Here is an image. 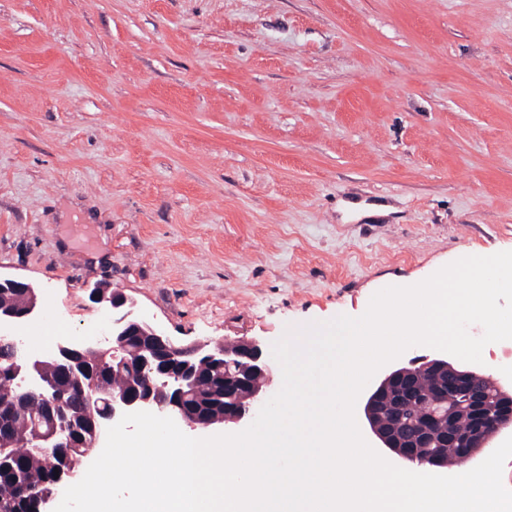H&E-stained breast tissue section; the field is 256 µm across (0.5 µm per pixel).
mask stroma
I'll use <instances>...</instances> for the list:
<instances>
[{"mask_svg": "<svg viewBox=\"0 0 512 512\" xmlns=\"http://www.w3.org/2000/svg\"><path fill=\"white\" fill-rule=\"evenodd\" d=\"M512 251V0H0V273L175 345Z\"/></svg>", "mask_w": 512, "mask_h": 512, "instance_id": "1", "label": "stroma"}]
</instances>
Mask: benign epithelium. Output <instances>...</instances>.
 <instances>
[{"instance_id": "1", "label": "benign epithelium", "mask_w": 512, "mask_h": 512, "mask_svg": "<svg viewBox=\"0 0 512 512\" xmlns=\"http://www.w3.org/2000/svg\"><path fill=\"white\" fill-rule=\"evenodd\" d=\"M0 290L22 295L23 303L0 304V326L17 325L38 307V293L22 278L0 276ZM90 299L112 309V324L95 343L64 340L49 354L27 351L16 334L0 333V375L16 382L22 396L38 395L51 412L46 426L35 424L32 447L54 458L58 470L54 490L40 499L39 512L68 486L85 467L88 454L76 453L80 437L72 423L76 414H88L87 426L96 448L107 428L127 412L148 411L170 417L193 431L236 430L248 427L274 394L277 365L256 339H224L177 346L163 331L135 313V303L118 289L97 285ZM140 358L128 361L130 346ZM110 357L112 371L132 372L121 390H109L95 380L83 381L77 372L90 355ZM432 376V393L424 400L427 411L410 427L395 419L418 396L415 363H399L382 374L366 396L362 416L377 447L401 462H413L429 451L432 472L448 468L438 449H455L462 464L479 458L499 434L512 430V387L469 364L441 354L421 363ZM81 390V407L73 405V387ZM456 400L448 402V395ZM461 415L471 428H457Z\"/></svg>"}]
</instances>
